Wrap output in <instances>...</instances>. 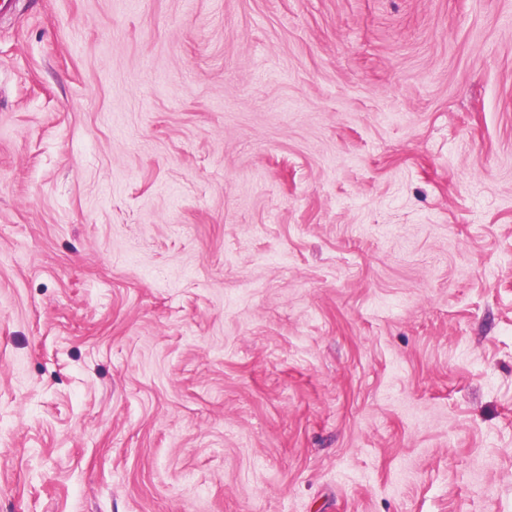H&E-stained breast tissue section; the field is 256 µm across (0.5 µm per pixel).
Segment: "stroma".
Wrapping results in <instances>:
<instances>
[{
    "label": "stroma",
    "mask_w": 512,
    "mask_h": 512,
    "mask_svg": "<svg viewBox=\"0 0 512 512\" xmlns=\"http://www.w3.org/2000/svg\"><path fill=\"white\" fill-rule=\"evenodd\" d=\"M0 512H512V0H18Z\"/></svg>",
    "instance_id": "obj_1"
}]
</instances>
